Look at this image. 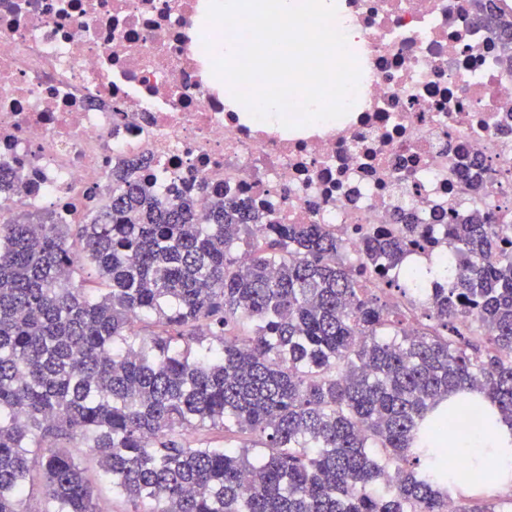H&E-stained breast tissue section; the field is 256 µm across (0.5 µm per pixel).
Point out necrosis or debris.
Here are the masks:
<instances>
[{"mask_svg": "<svg viewBox=\"0 0 512 512\" xmlns=\"http://www.w3.org/2000/svg\"><path fill=\"white\" fill-rule=\"evenodd\" d=\"M360 40L351 110L297 128L256 122L195 37L202 0H0V214L82 223L119 160L160 197L244 201L265 224H322L353 256L403 238L407 268L448 255L446 227L512 224V63L484 6L512 0H345Z\"/></svg>", "mask_w": 512, "mask_h": 512, "instance_id": "necrosis-or-debris-1", "label": "necrosis or debris"}]
</instances>
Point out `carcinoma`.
Returning a JSON list of instances; mask_svg holds the SVG:
<instances>
[{"label":"carcinoma","mask_w":512,"mask_h":512,"mask_svg":"<svg viewBox=\"0 0 512 512\" xmlns=\"http://www.w3.org/2000/svg\"><path fill=\"white\" fill-rule=\"evenodd\" d=\"M145 164L112 168L82 224L0 222V512H28L33 462L38 512H101L75 448L131 512H504L457 494L496 464L453 444L496 414L512 427V226L448 225L450 287L413 328L324 225L222 196L199 213L151 193ZM410 243L363 258L391 269ZM473 390L488 405L448 403ZM230 425L259 439L206 438Z\"/></svg>","instance_id":"obj_1"}]
</instances>
